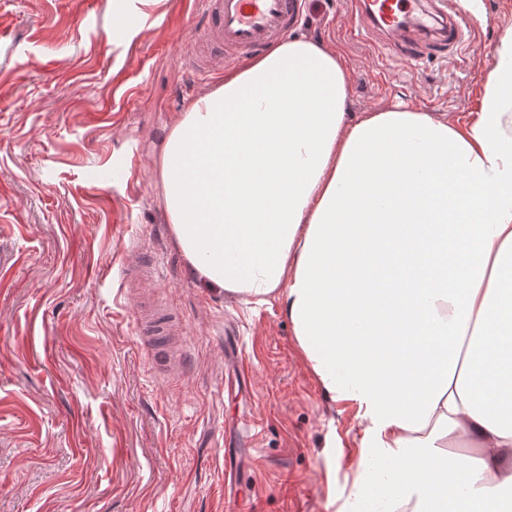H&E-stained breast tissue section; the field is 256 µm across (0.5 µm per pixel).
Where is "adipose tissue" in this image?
Listing matches in <instances>:
<instances>
[{"label":"adipose tissue","mask_w":512,"mask_h":512,"mask_svg":"<svg viewBox=\"0 0 512 512\" xmlns=\"http://www.w3.org/2000/svg\"><path fill=\"white\" fill-rule=\"evenodd\" d=\"M304 36L226 72L160 150L190 274L276 296L361 448L341 512H512V29L467 121L352 114Z\"/></svg>","instance_id":"obj_1"}]
</instances>
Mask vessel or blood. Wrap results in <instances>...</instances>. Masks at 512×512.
<instances>
[{
    "label": "vessel or blood",
    "instance_id": "obj_1",
    "mask_svg": "<svg viewBox=\"0 0 512 512\" xmlns=\"http://www.w3.org/2000/svg\"><path fill=\"white\" fill-rule=\"evenodd\" d=\"M201 30L181 57L204 73L213 58L237 64L288 34L301 16L302 0H203ZM467 23L455 0H351V37L376 35L404 63L423 46L456 47Z\"/></svg>",
    "mask_w": 512,
    "mask_h": 512
}]
</instances>
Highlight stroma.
<instances>
[{
  "label": "stroma",
  "instance_id": "35a3bbf8",
  "mask_svg": "<svg viewBox=\"0 0 512 512\" xmlns=\"http://www.w3.org/2000/svg\"><path fill=\"white\" fill-rule=\"evenodd\" d=\"M485 8L412 68L347 36L350 0H305L295 31L340 54L351 112L464 118L512 29V0ZM201 10L148 0L132 28L119 0H0V512H339L350 494L358 427L279 303L201 287L169 229L161 144L224 76L180 63ZM139 252L161 269L130 286ZM153 310L180 368L138 334Z\"/></svg>",
  "mask_w": 512,
  "mask_h": 512
}]
</instances>
